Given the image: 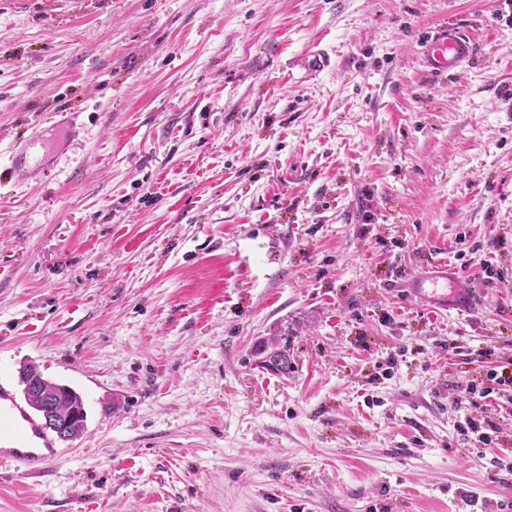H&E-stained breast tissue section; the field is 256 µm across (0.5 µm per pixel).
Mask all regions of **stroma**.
<instances>
[{
	"label": "stroma",
	"instance_id": "obj_1",
	"mask_svg": "<svg viewBox=\"0 0 512 512\" xmlns=\"http://www.w3.org/2000/svg\"><path fill=\"white\" fill-rule=\"evenodd\" d=\"M510 361L512 0H0V376L87 412L0 512H512ZM424 65L435 73L460 70L476 52L475 38L455 23L440 26L424 38ZM33 141L22 142L12 150V166L15 172L22 173L24 176L32 173H44L45 169L54 164L55 155H45L38 158L31 155ZM406 283L413 299L434 310H466L476 297L475 290L462 286L456 277L448 275V269L414 275ZM54 390L60 397L58 411L62 416L68 417L71 414H75L81 416L79 420H86L84 400L79 393L74 389L73 391H68L64 387H55Z\"/></svg>",
	"mask_w": 512,
	"mask_h": 512
}]
</instances>
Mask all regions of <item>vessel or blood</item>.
<instances>
[{
	"label": "vessel or blood",
	"mask_w": 512,
	"mask_h": 512,
	"mask_svg": "<svg viewBox=\"0 0 512 512\" xmlns=\"http://www.w3.org/2000/svg\"><path fill=\"white\" fill-rule=\"evenodd\" d=\"M423 47L425 67L439 75L463 68L476 52L474 37L453 23L428 33ZM31 147V142L26 141L13 148L15 172L26 176L41 174L53 166V156H32ZM407 287L413 299L434 310H466L475 301L474 290L462 286L444 269L411 276ZM59 458L54 440L17 401L9 386L0 381V464L8 462L21 474L40 476Z\"/></svg>",
	"instance_id": "b4317fda"
}]
</instances>
